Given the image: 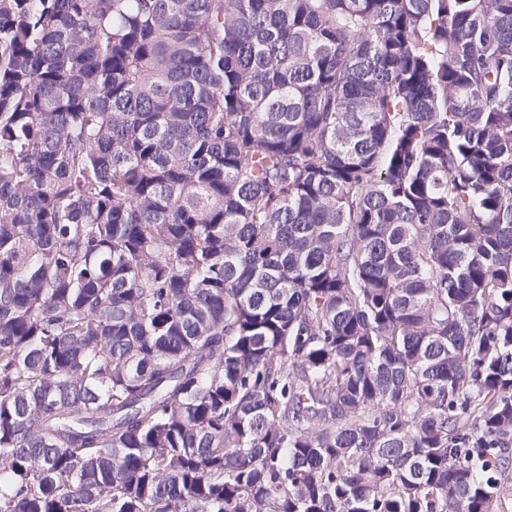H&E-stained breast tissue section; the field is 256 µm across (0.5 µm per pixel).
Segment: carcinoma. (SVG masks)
<instances>
[{"label":"carcinoma","mask_w":512,"mask_h":512,"mask_svg":"<svg viewBox=\"0 0 512 512\" xmlns=\"http://www.w3.org/2000/svg\"><path fill=\"white\" fill-rule=\"evenodd\" d=\"M0 512H512V0H0Z\"/></svg>","instance_id":"obj_1"}]
</instances>
